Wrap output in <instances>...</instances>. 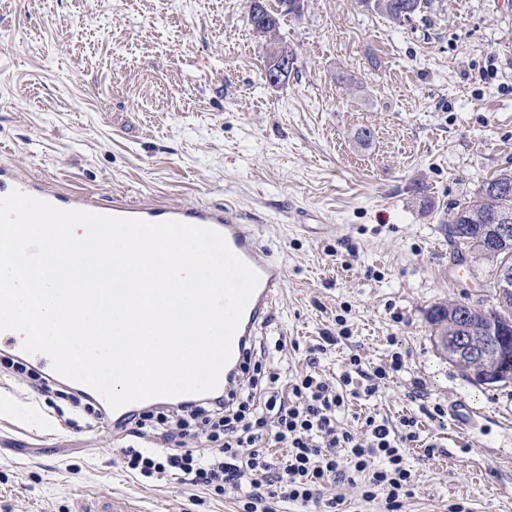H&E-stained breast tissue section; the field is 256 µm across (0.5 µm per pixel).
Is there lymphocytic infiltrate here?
<instances>
[{"instance_id":"lymphocytic-infiltrate-1","label":"lymphocytic infiltrate","mask_w":512,"mask_h":512,"mask_svg":"<svg viewBox=\"0 0 512 512\" xmlns=\"http://www.w3.org/2000/svg\"><path fill=\"white\" fill-rule=\"evenodd\" d=\"M335 337L309 348L304 373L285 379L274 360L248 364L227 397L186 401L128 415L124 424L132 436L160 435L164 453L124 448L128 471L143 478L178 476L183 484L233 494L239 512H283L284 505L301 512H345V495L328 498L327 485L345 483L359 489L363 501L383 497L384 512H401L403 498L413 482L405 463L407 448L419 440L415 418L399 426L367 416L355 429L340 426L338 415L348 406L347 388L354 378L365 382L363 393L374 396L382 380L402 371L404 358L392 353L373 370H364L359 358L333 381L316 370L320 354ZM0 366L26 376L34 392L73 407L94 412L93 403L57 388L48 378L21 362L4 359ZM206 447H197L198 439ZM286 449L284 459L272 451Z\"/></svg>"}]
</instances>
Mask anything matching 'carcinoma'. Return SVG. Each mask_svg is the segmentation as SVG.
<instances>
[{"mask_svg": "<svg viewBox=\"0 0 512 512\" xmlns=\"http://www.w3.org/2000/svg\"><path fill=\"white\" fill-rule=\"evenodd\" d=\"M286 0H276L271 7L268 0H260L248 8L247 19L255 37L266 45L264 68H269L271 56L283 52L296 57L295 50L288 45L280 33V20ZM430 0H381V6L374 12L389 21L400 24L428 8ZM509 216L512 225V172L497 174L483 182L469 200L458 203L448 220V240L454 245V252L466 250L474 259H483L491 264L490 271L502 263L512 265V237L504 242L495 235L496 218ZM466 228L467 236L460 237L455 227ZM428 322L433 329L431 335L458 336L464 325L471 332L490 336L499 347V353L492 360L463 358L456 361L467 377L477 384L485 383L490 377L495 383H512V303L498 304L490 309L475 308L465 302L438 303L429 309Z\"/></svg>", "mask_w": 512, "mask_h": 512, "instance_id": "1", "label": "carcinoma"}]
</instances>
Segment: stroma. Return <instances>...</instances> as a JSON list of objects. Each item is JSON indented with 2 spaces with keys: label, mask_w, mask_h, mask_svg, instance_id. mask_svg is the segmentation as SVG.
<instances>
[{
  "label": "stroma",
  "mask_w": 512,
  "mask_h": 512,
  "mask_svg": "<svg viewBox=\"0 0 512 512\" xmlns=\"http://www.w3.org/2000/svg\"><path fill=\"white\" fill-rule=\"evenodd\" d=\"M281 33L297 61L275 88L246 0H0V162L103 201L232 205L286 271L268 333L285 338L287 374L343 328L320 373L404 355L340 418H416L403 512H512V385L468 382L426 318L445 300L495 301L489 263L454 264L447 223L512 171V6L432 0L395 25L357 0H306ZM132 442L0 371V512H235L204 488L136 478L120 453Z\"/></svg>",
  "instance_id": "obj_1"
}]
</instances>
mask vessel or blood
I'll use <instances>...</instances> for the list:
<instances>
[{
  "label": "vessel or blood",
  "instance_id": "obj_1",
  "mask_svg": "<svg viewBox=\"0 0 512 512\" xmlns=\"http://www.w3.org/2000/svg\"><path fill=\"white\" fill-rule=\"evenodd\" d=\"M18 189L62 209H81L100 214L137 217L151 222L176 219L188 224L209 227L220 232L230 249L260 276V284L248 303L240 327L233 339L232 356L221 373L219 386L228 389L237 377L247 345L263 335L274 320L273 308L281 296L286 274L283 266L271 259L258 241L256 232L242 224L228 206L171 205L160 201L136 202L118 195L104 204L85 193H67L46 180L25 175L9 165H0V196Z\"/></svg>",
  "mask_w": 512,
  "mask_h": 512
}]
</instances>
